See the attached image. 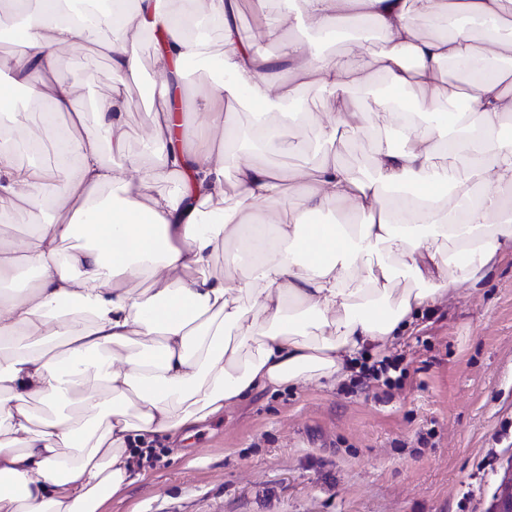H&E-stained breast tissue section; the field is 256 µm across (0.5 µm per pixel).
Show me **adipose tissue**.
<instances>
[{"label":"adipose tissue","instance_id":"obj_1","mask_svg":"<svg viewBox=\"0 0 512 512\" xmlns=\"http://www.w3.org/2000/svg\"><path fill=\"white\" fill-rule=\"evenodd\" d=\"M249 0L276 56L242 40L237 0H113L102 45L116 93L97 105V130L81 132L80 87L59 75V51L95 40V16L71 0H7L14 48L0 62V112L12 86L34 83L50 105L35 132L14 128V151L52 147L56 166L22 165L0 153V218L55 206L20 246L0 248V512H99L140 480L133 445L176 436L223 414L256 389L348 376L361 350L382 351L449 290L477 285L512 254V13L505 0ZM463 15L467 24H455ZM445 21L425 38L423 25ZM219 22L220 83L189 93L170 80L172 63L199 55L194 29ZM364 29L377 50L327 55L320 40ZM165 45L164 75L149 114L157 157L149 173L128 154L127 102L119 86L141 69L144 31ZM461 64L475 86L465 111L445 110L447 67ZM381 76L379 111L358 112L355 88ZM322 94L321 113L292 105ZM254 106L250 127L231 108ZM200 107L197 127L174 126L172 107ZM73 126L59 128L56 114ZM315 132L313 163L287 173L254 161L285 144L289 123ZM380 139L366 174L340 159L368 124ZM178 183L175 191L165 190ZM233 184L235 202L224 203ZM475 184L489 185L480 196ZM455 206H448V199ZM355 223L316 224L330 207ZM86 244H63L74 234ZM244 274L209 269L229 238ZM37 277L26 292L14 284ZM149 277L151 288H130ZM407 288L395 291L398 280ZM104 381L105 396L88 392ZM49 407L36 416L32 406Z\"/></svg>","mask_w":512,"mask_h":512}]
</instances>
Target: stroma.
<instances>
[{
  "mask_svg": "<svg viewBox=\"0 0 512 512\" xmlns=\"http://www.w3.org/2000/svg\"><path fill=\"white\" fill-rule=\"evenodd\" d=\"M142 46L122 89L127 148L152 166L148 114L162 79ZM83 110L113 93L108 60L61 52ZM400 384L353 378L259 390L188 438L154 437L160 460L104 512H490L512 463V262L449 291L389 342Z\"/></svg>",
  "mask_w": 512,
  "mask_h": 512,
  "instance_id": "1",
  "label": "stroma"
}]
</instances>
